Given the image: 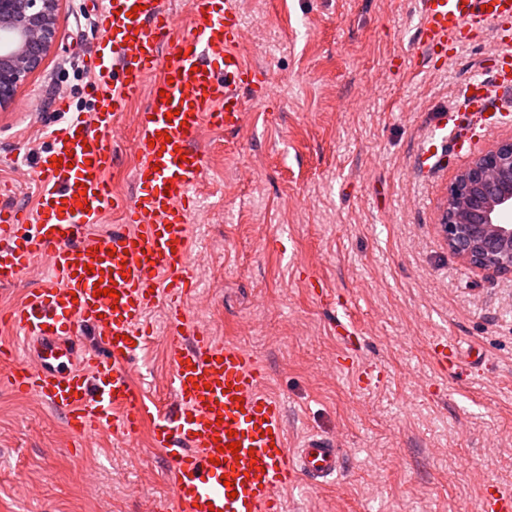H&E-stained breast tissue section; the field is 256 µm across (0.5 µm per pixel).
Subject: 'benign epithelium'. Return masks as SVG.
<instances>
[{"mask_svg":"<svg viewBox=\"0 0 512 512\" xmlns=\"http://www.w3.org/2000/svg\"><path fill=\"white\" fill-rule=\"evenodd\" d=\"M60 0H0V109L57 47ZM439 226L450 252L465 265L512 273V140L475 156L448 188Z\"/></svg>","mask_w":512,"mask_h":512,"instance_id":"1","label":"benign epithelium"}]
</instances>
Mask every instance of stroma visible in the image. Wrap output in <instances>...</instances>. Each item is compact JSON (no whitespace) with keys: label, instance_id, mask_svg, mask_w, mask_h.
Instances as JSON below:
<instances>
[{"label":"stroma","instance_id":"obj_1","mask_svg":"<svg viewBox=\"0 0 512 512\" xmlns=\"http://www.w3.org/2000/svg\"><path fill=\"white\" fill-rule=\"evenodd\" d=\"M251 62L271 85L239 129L205 130L204 213L191 228L197 289L185 299L216 343L249 349L285 406L291 444L335 440L345 469L285 494V512H481L488 484L512 490V276L470 268L438 217L449 185L478 153L512 139V122L470 133L432 170L417 151L457 108L481 57L465 47L431 62L410 0H238ZM97 0H62L59 46L0 110V181L34 209L33 170L55 127V99L92 103L85 57L100 38ZM137 99L114 133L116 193L132 196ZM345 301L359 333L335 330ZM147 320L133 382L168 398L166 312ZM455 343L440 371L431 346ZM377 374L360 383L362 369ZM167 459L101 433L76 442L61 414L0 383V512H157Z\"/></svg>","mask_w":512,"mask_h":512}]
</instances>
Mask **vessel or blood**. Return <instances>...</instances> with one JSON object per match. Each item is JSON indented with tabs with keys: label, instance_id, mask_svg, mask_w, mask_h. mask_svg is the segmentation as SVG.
<instances>
[{
	"label": "vessel or blood",
	"instance_id": "obj_1",
	"mask_svg": "<svg viewBox=\"0 0 512 512\" xmlns=\"http://www.w3.org/2000/svg\"><path fill=\"white\" fill-rule=\"evenodd\" d=\"M236 5L188 0L193 25L177 40L164 0H106L101 38L86 61L92 111L70 112L67 98H58L68 119L37 158L35 211L0 204V284L48 261L41 287L0 313L22 339L0 349L8 364L0 380L60 410L80 439L109 430L131 440L151 425L154 447L170 458L171 512H284L288 487L317 488L344 470L341 449L326 438L290 446L284 405L265 391L263 366L240 346L216 344L182 304L193 288L189 218L205 172L201 131L237 129L248 97L262 88ZM417 11L419 42L435 56H452L475 33L500 41L492 80L474 76L461 105L436 126L453 140L471 126L491 128L492 89H512V0H417ZM140 97L146 105L130 145L137 190L122 199L108 179L112 133ZM111 211L124 229L90 233ZM101 286L114 296L98 294ZM158 304L172 367L166 405L145 399L132 382L135 354L152 334L146 314ZM82 327L97 335L95 347L79 345Z\"/></svg>",
	"mask_w": 512,
	"mask_h": 512
}]
</instances>
